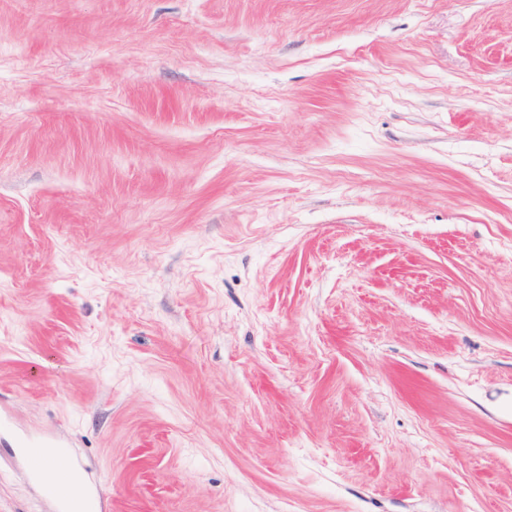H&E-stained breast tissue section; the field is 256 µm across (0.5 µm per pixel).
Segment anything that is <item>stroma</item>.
I'll return each mask as SVG.
<instances>
[{"instance_id":"1","label":"stroma","mask_w":512,"mask_h":512,"mask_svg":"<svg viewBox=\"0 0 512 512\" xmlns=\"http://www.w3.org/2000/svg\"><path fill=\"white\" fill-rule=\"evenodd\" d=\"M0 408L112 512H512V0H0Z\"/></svg>"}]
</instances>
